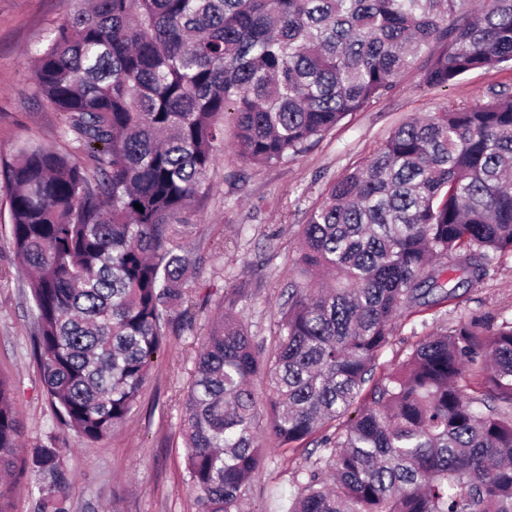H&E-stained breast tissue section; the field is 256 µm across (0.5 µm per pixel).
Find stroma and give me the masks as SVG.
<instances>
[{
  "label": "stroma",
  "mask_w": 512,
  "mask_h": 512,
  "mask_svg": "<svg viewBox=\"0 0 512 512\" xmlns=\"http://www.w3.org/2000/svg\"><path fill=\"white\" fill-rule=\"evenodd\" d=\"M75 6V0H0V156L23 141L71 150L61 134L63 114L35 94L27 57ZM502 88L512 89L510 67L475 71L435 89L424 87L418 70H409L389 95L348 115L281 166L243 161L233 145V125L225 123L212 192L186 218L185 243L199 260L191 321L167 336L136 409L110 439L91 444L73 432L60 433L69 512H197L185 471L181 401L223 298L238 294L234 312L257 340H269L289 288L300 281L295 263L301 226L329 185L368 159L402 121ZM7 231V206L0 199V377L13 385L22 442L33 448L47 442L53 415L31 354L32 303ZM472 321H512V254L497 257L486 278L458 289L456 299L403 311L377 361L378 374L396 369L424 336ZM325 453L316 437L288 449L268 441L265 463L250 484V512H287L308 466Z\"/></svg>",
  "instance_id": "35a3bbf8"
}]
</instances>
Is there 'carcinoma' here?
<instances>
[{
	"label": "carcinoma",
	"instance_id": "obj_1",
	"mask_svg": "<svg viewBox=\"0 0 512 512\" xmlns=\"http://www.w3.org/2000/svg\"><path fill=\"white\" fill-rule=\"evenodd\" d=\"M509 63L512 0L78 6L33 60L73 151L23 142L0 159L8 244L27 272L58 423L91 443L110 438L173 317L190 313L197 259L183 217L211 190L225 115L244 161L286 164L414 67L445 88ZM498 253H512L504 89L400 124L333 183L302 225L298 257L301 274L331 285L292 289L270 347L225 298L183 401L199 512H248L265 433L288 448L334 423L289 512H512V321L427 335L374 380L402 310L482 282ZM59 457L53 436L23 446L0 378V512L32 474L45 479L38 512H66Z\"/></svg>",
	"mask_w": 512,
	"mask_h": 512
}]
</instances>
